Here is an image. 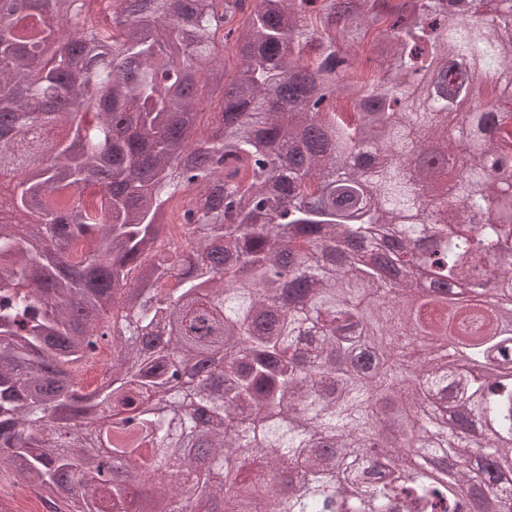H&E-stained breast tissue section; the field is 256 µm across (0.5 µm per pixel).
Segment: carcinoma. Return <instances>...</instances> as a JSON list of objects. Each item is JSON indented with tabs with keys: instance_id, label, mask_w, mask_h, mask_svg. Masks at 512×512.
Wrapping results in <instances>:
<instances>
[{
	"instance_id": "1",
	"label": "carcinoma",
	"mask_w": 512,
	"mask_h": 512,
	"mask_svg": "<svg viewBox=\"0 0 512 512\" xmlns=\"http://www.w3.org/2000/svg\"><path fill=\"white\" fill-rule=\"evenodd\" d=\"M484 2L0 0V476L62 512H512V109L443 111L488 72L512 105ZM459 127L467 171L425 163ZM484 270L499 307L443 298Z\"/></svg>"
}]
</instances>
